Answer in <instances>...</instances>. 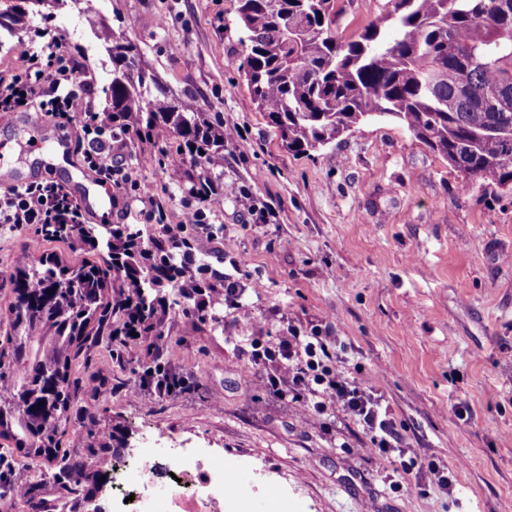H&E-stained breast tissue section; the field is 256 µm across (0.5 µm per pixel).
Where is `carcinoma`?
<instances>
[{
	"instance_id": "cac0c4a2",
	"label": "carcinoma",
	"mask_w": 512,
	"mask_h": 512,
	"mask_svg": "<svg viewBox=\"0 0 512 512\" xmlns=\"http://www.w3.org/2000/svg\"><path fill=\"white\" fill-rule=\"evenodd\" d=\"M243 33L240 70L252 100L283 149L307 154L362 122L395 119L448 160L465 185L512 192V0H386L356 39L336 31L335 0H238ZM128 43L112 47V82L103 89L112 125L129 122L169 131L196 156L224 149V131L180 99L151 93L157 86ZM75 234L107 236L82 224ZM123 264L69 271L13 261L15 302L6 312L14 333L0 351V437L17 450L49 453L76 398L70 346L87 322L107 318L109 280H142L161 291L179 285L182 267L172 244L150 240L154 265L141 264V237H129Z\"/></svg>"
}]
</instances>
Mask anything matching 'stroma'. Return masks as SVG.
<instances>
[{
	"label": "stroma",
	"instance_id": "35a3bbf8",
	"mask_svg": "<svg viewBox=\"0 0 512 512\" xmlns=\"http://www.w3.org/2000/svg\"><path fill=\"white\" fill-rule=\"evenodd\" d=\"M383 2L336 0L342 36L361 31ZM236 8L237 0H68L49 21L36 16L18 31L26 39L41 26L62 34L98 91L112 79L113 43L133 42L160 88L195 98L197 111L221 123L223 151L197 167L166 165L179 144L172 135L130 138L120 156L158 192L172 224L192 178L219 182L224 192L209 205L216 238L200 251L214 270L215 251H226L260 287L241 297L245 320L220 307L202 318L187 313L176 290H165L166 364L188 389L164 401L142 388L137 353L89 321L71 349L79 383L56 452L28 456L0 437V456L32 489L13 512H35L39 501L48 512H86L100 476L147 432L222 451L259 510L278 487L293 512H512V193L465 186L391 120L367 121L308 155L284 151L239 73ZM67 134V166L19 157L0 173V192L29 180L76 193L78 125ZM148 149L150 164L142 161ZM241 186L264 208L265 223L237 205ZM23 250L70 268L107 258L101 247L46 237L35 224L1 225L0 267ZM280 315L340 337L349 367L404 426L408 453L447 466L452 492L426 472L404 477L395 463H379L343 418L274 400L249 380L245 352ZM460 402L468 406L461 419L452 411ZM74 454L80 480L59 467Z\"/></svg>",
	"mask_w": 512,
	"mask_h": 512
}]
</instances>
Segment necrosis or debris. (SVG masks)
I'll list each match as a JSON object with an SVG mask.
<instances>
[{"instance_id": "necrosis-or-debris-1", "label": "necrosis or debris", "mask_w": 512, "mask_h": 512, "mask_svg": "<svg viewBox=\"0 0 512 512\" xmlns=\"http://www.w3.org/2000/svg\"><path fill=\"white\" fill-rule=\"evenodd\" d=\"M135 481L112 483L107 504L91 503L90 512H255L242 491L226 492L224 455L203 446L165 447L143 437L130 457Z\"/></svg>"}]
</instances>
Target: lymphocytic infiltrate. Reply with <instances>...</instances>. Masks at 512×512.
Here are the masks:
<instances>
[{
  "instance_id": "f902f5d3",
  "label": "lymphocytic infiltrate",
  "mask_w": 512,
  "mask_h": 512,
  "mask_svg": "<svg viewBox=\"0 0 512 512\" xmlns=\"http://www.w3.org/2000/svg\"><path fill=\"white\" fill-rule=\"evenodd\" d=\"M12 57L13 67L0 71V115L25 110L53 116L63 125L79 121L86 144L85 167L94 171L102 184L141 202L145 220L154 225L158 238L174 240L190 225L196 226L199 235L213 237L207 211L212 195L219 192L217 185L206 177L192 183L179 223H168L155 190L133 178L113 152L118 134L112 127V115L97 110L92 86L81 77V64L63 52L59 35L45 34L37 47L18 40ZM83 221L81 205L51 182L15 187L0 195V224L17 229L37 224L47 236L60 239L67 227ZM239 271L238 262L230 261L224 288L214 294L199 293L189 278L180 291L193 312L204 315L219 305L236 317H247L240 302ZM118 305L129 314L123 346L139 350L145 366L143 379L154 396L160 400L171 397L180 382L162 365L163 339L155 334V319L165 307L164 298L147 292L140 281L129 280L120 290ZM345 353V344L324 334L320 327L303 330L290 324L278 335L254 342L248 363L258 385L268 394L321 417L342 413L345 421L362 430L377 459L389 460L401 450L403 428L380 393L348 375Z\"/></svg>"
}]
</instances>
